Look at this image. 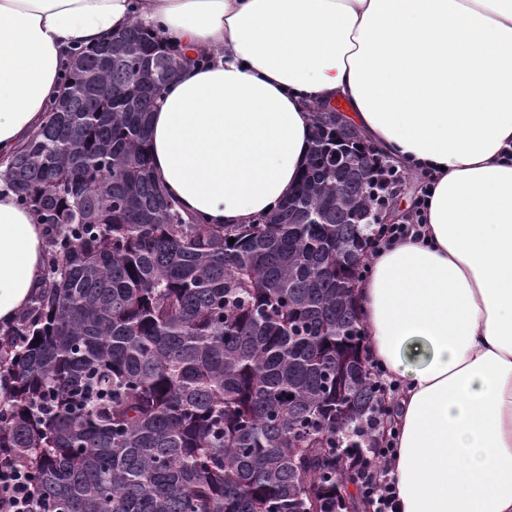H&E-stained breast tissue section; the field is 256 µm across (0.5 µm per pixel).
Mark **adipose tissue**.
Masks as SVG:
<instances>
[{
    "mask_svg": "<svg viewBox=\"0 0 512 512\" xmlns=\"http://www.w3.org/2000/svg\"><path fill=\"white\" fill-rule=\"evenodd\" d=\"M183 64L148 116L151 173L185 214L249 224L295 194L317 110L433 171L424 239L356 290L403 386L398 512H512V0H0V160L47 120L71 49L132 22ZM43 225L0 190V323L44 275Z\"/></svg>",
    "mask_w": 512,
    "mask_h": 512,
    "instance_id": "1",
    "label": "adipose tissue"
}]
</instances>
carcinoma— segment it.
Instances as JSON below:
<instances>
[{"label": "carcinoma", "mask_w": 512, "mask_h": 512, "mask_svg": "<svg viewBox=\"0 0 512 512\" xmlns=\"http://www.w3.org/2000/svg\"><path fill=\"white\" fill-rule=\"evenodd\" d=\"M175 60L135 24L77 48L0 173L44 224L51 272L0 325V465L33 474L30 512H360L334 448L360 447L379 409L349 288L374 186L341 187L370 148L319 115L277 210L187 217L150 171L147 116Z\"/></svg>", "instance_id": "obj_1"}]
</instances>
